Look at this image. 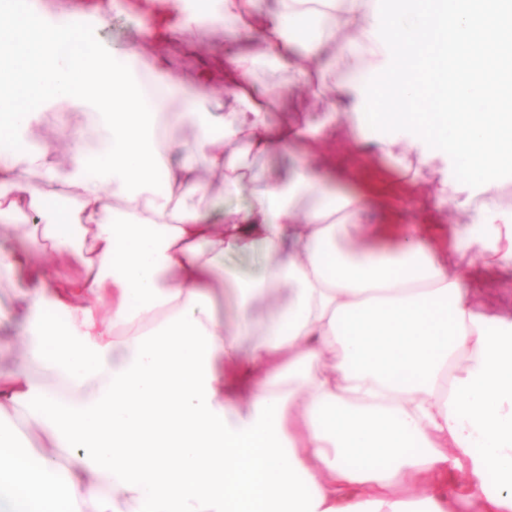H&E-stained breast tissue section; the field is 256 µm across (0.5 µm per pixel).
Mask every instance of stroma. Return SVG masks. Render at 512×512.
<instances>
[{"instance_id": "1", "label": "stroma", "mask_w": 512, "mask_h": 512, "mask_svg": "<svg viewBox=\"0 0 512 512\" xmlns=\"http://www.w3.org/2000/svg\"><path fill=\"white\" fill-rule=\"evenodd\" d=\"M98 5L105 8L108 17L95 37L98 45L127 48L141 44L142 19L129 11L126 0H98ZM231 37L229 28L216 23L184 33L179 42L144 47L146 53L171 57V75L182 83L196 80L203 60L217 54ZM255 82L259 89L277 93L272 104L273 121L299 123L306 130V142L327 144L335 158L342 161L344 174L337 178L336 189L354 191L364 197L366 223L384 224L392 218L403 225H431L426 241L434 250L448 253L462 269L474 267L482 245L477 242L468 249H457L456 226L461 221L460 201L480 199L482 188L460 185L457 193L449 195L444 209H435L433 201L443 167L441 159L425 161L416 152L401 146L389 153L364 151L362 143L351 137V130L357 124L355 117L341 114L333 124H323L322 119L329 109L328 100L314 97L308 103H301L291 71L274 63L259 61ZM311 161V156L299 152L276 150L251 158L250 167L255 179L280 180L288 177L295 166ZM0 246L29 251L35 261L47 263L52 274L75 277L80 273L76 261H47L42 252L43 241L29 238L18 221L7 219L0 223ZM212 287L215 311L229 327L243 314L256 321L266 318L286 297L285 291H272L241 314L224 300L223 277H215ZM473 291L478 296L477 313L512 322V275L475 285Z\"/></svg>"}]
</instances>
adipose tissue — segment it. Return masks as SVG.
<instances>
[{
	"instance_id": "1",
	"label": "adipose tissue",
	"mask_w": 512,
	"mask_h": 512,
	"mask_svg": "<svg viewBox=\"0 0 512 512\" xmlns=\"http://www.w3.org/2000/svg\"><path fill=\"white\" fill-rule=\"evenodd\" d=\"M311 2L218 0L216 21L238 39L222 50L217 100L174 85L164 57L102 53L37 11L0 31V216H43L49 186L75 187L76 208L29 230L81 266L52 280L26 253L0 249V275L29 283L0 309L1 324L29 327L17 366L0 373V512H405L389 498L395 485L429 489L456 472L462 498L512 512V323L477 315L472 273L418 231L393 239L382 224L357 243L360 195L332 192L319 171L246 179V157L304 134L271 121L253 86L258 56L293 67L312 94L335 92L343 113L387 59L376 0H320L327 34L301 41ZM301 52L309 66H295ZM60 102L92 117L60 116L76 144L66 166L23 137ZM189 125L199 136L184 150ZM228 138L239 152L225 154ZM200 156L225 195H250L217 224L198 201ZM460 208L471 217L461 242L482 233V267L512 272V210L491 195ZM256 246L266 275L227 269ZM217 270L238 308L273 288L287 299L259 324L226 329L206 292ZM21 405L42 447L3 420Z\"/></svg>"
}]
</instances>
